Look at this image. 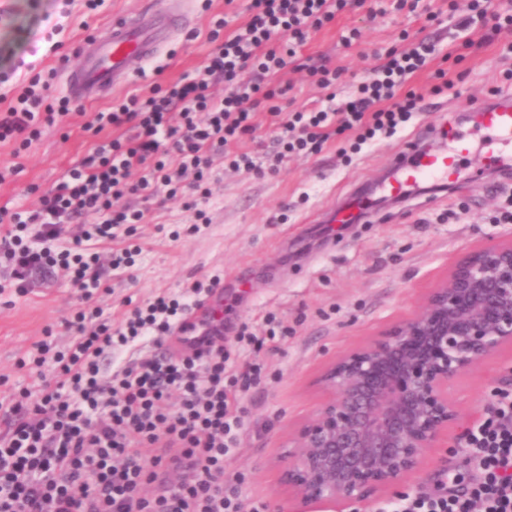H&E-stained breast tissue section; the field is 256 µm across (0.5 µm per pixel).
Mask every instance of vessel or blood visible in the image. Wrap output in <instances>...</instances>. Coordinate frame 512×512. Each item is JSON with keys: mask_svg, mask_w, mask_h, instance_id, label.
Instances as JSON below:
<instances>
[{"mask_svg": "<svg viewBox=\"0 0 512 512\" xmlns=\"http://www.w3.org/2000/svg\"><path fill=\"white\" fill-rule=\"evenodd\" d=\"M187 2L163 0L158 10L113 18L106 34L89 37L84 42L81 65L65 75L68 95L82 100L96 98L140 74L190 29L192 18ZM475 112L484 132L481 151L486 165L506 169L504 151L512 147V93L480 104ZM410 147L418 152L416 160L395 157L388 177L381 184L384 195L397 201L425 181L439 186L455 184L459 163L469 153L471 143L457 128L441 132L429 123L416 132ZM371 203L369 196H355L352 207L335 208L330 220L354 223L357 213L365 212ZM223 295L224 287L219 284L194 304L169 338L172 351L184 356L203 353L214 336L223 334L224 325L215 316Z\"/></svg>", "mask_w": 512, "mask_h": 512, "instance_id": "b4317fda", "label": "vessel or blood"}]
</instances>
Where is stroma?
Segmentation results:
<instances>
[{
  "label": "stroma",
  "instance_id": "35a3bbf8",
  "mask_svg": "<svg viewBox=\"0 0 512 512\" xmlns=\"http://www.w3.org/2000/svg\"><path fill=\"white\" fill-rule=\"evenodd\" d=\"M159 0H7L0 11V48L11 46L10 65H0V87L17 78L40 77L54 97L65 96L64 75L78 62V48L109 29L114 15H131ZM251 0H193L194 21L188 35L132 77L94 101L80 104L68 126H42L25 150L0 142V209L35 210L40 195L86 157L96 142L87 124L93 113L113 102L168 84L200 67L211 50L208 33L217 19L233 32L250 17ZM467 0H420L415 11L399 10L395 0L337 13L310 31L306 42L280 75L290 84L276 103L283 111L323 107L328 96L344 101L379 57L401 46L402 34L434 41L437 52L413 75L409 88L423 95V110L393 135H380L353 149V133L328 141L317 153L290 154L276 172L236 170L215 156L207 197L146 200L133 195L126 203L142 210L134 242L142 252L130 273L102 266L108 288L98 304L112 321L155 296H178L198 281L224 279V346L236 348L242 322L262 329L268 315L288 333L240 352L244 361L265 367L266 380L243 397V442L229 454L224 470L231 491L244 505L261 501L267 512L285 507L279 462L300 428L315 418L325 396L317 384L339 355L380 336L413 317L429 291L445 281L467 253L492 241L512 239V223L500 216L512 209V178L485 169L480 147L459 164L458 184L422 185L404 202L376 194L375 209L358 224H328L321 215L332 203L364 189L375 190L394 157L405 151L425 123L460 124L475 130L463 112L489 95L512 89L504 77L512 70V33L487 37L485 29H461ZM359 37L345 45L351 30ZM62 49H55V42ZM340 76L334 90L319 87L310 75L321 64ZM445 70L450 88L433 94L434 74ZM11 270L0 263V401L10 402L36 385L51 365L30 363L34 348L52 340L64 347L66 323L79 308L70 280L55 268L33 273L28 293H16ZM512 388V350L502 349L451 386L460 408L455 433L481 420L491 394ZM473 477L461 449L435 448L409 476L399 494H436L462 490Z\"/></svg>",
  "mask_w": 512,
  "mask_h": 512
}]
</instances>
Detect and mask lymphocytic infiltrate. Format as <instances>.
<instances>
[{
    "label": "lymphocytic infiltrate",
    "mask_w": 512,
    "mask_h": 512,
    "mask_svg": "<svg viewBox=\"0 0 512 512\" xmlns=\"http://www.w3.org/2000/svg\"><path fill=\"white\" fill-rule=\"evenodd\" d=\"M349 0H252L244 27L223 35V21L209 33L207 61L165 89L128 96L95 113L92 124L110 135L69 169L29 214L0 211V257L12 268L18 292L32 272L59 264L73 272L82 306L67 327L73 336L63 351L37 346L35 366L52 363L54 375L24 390L6 413L0 435V512H265L264 503L244 506L224 491V458L241 443L244 408L238 393L259 383L260 364L246 365L228 379L223 346L205 356L154 353L113 372L103 361L149 336L161 344L184 316L179 299L156 297L134 308L119 325L104 318L94 299L103 282L98 248L131 236L143 213L124 207L126 196L152 198L159 187L176 195L187 174L204 178L211 151L254 135L260 85L295 56L310 30L331 21ZM435 51L421 39L392 50L360 81L340 107L282 112L277 117L273 156L316 153L336 134L354 132L358 143L404 126L421 99L394 90L422 70ZM250 73L249 81L239 76ZM231 84L224 97L209 88ZM45 91L25 85L15 105L0 115V139L31 143L38 121L70 117L69 99L43 107ZM37 225L43 246L23 233ZM78 225L70 233V225ZM487 417L467 431L464 452L479 470L462 493L403 497L394 512H512V391L498 390ZM152 449L144 458L143 449ZM185 469L188 477L159 485L163 469Z\"/></svg>",
    "instance_id": "f902f5d3"
}]
</instances>
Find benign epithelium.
I'll return each mask as SVG.
<instances>
[{"instance_id": "7a95c632", "label": "benign epithelium", "mask_w": 512, "mask_h": 512, "mask_svg": "<svg viewBox=\"0 0 512 512\" xmlns=\"http://www.w3.org/2000/svg\"><path fill=\"white\" fill-rule=\"evenodd\" d=\"M512 348V241L456 262L421 310L344 353L318 379L328 399L288 449L289 512L383 499L433 448L456 447L449 384Z\"/></svg>"}]
</instances>
